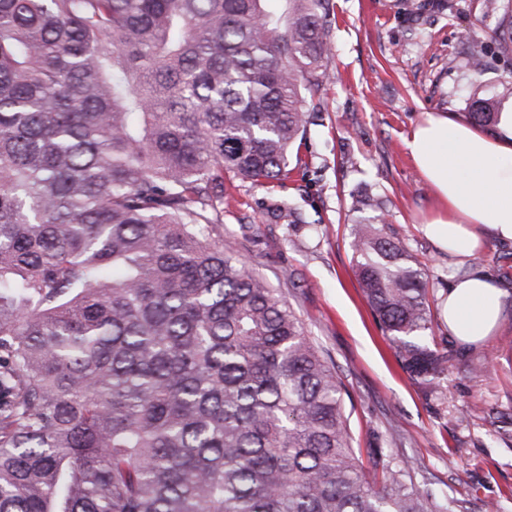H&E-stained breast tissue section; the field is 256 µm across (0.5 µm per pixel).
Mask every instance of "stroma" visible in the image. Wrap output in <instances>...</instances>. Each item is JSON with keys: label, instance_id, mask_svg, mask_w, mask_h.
I'll list each match as a JSON object with an SVG mask.
<instances>
[{"label": "stroma", "instance_id": "stroma-1", "mask_svg": "<svg viewBox=\"0 0 512 512\" xmlns=\"http://www.w3.org/2000/svg\"><path fill=\"white\" fill-rule=\"evenodd\" d=\"M478 0H332L330 80L308 104L303 164L287 184L257 185L224 178L230 195L220 227L253 271L283 295L309 336L335 365L351 398L357 448L396 446L418 466L419 482L457 500L460 512H512V242L485 236L464 261L449 258L421 232L432 191L404 139L426 115L467 117L478 83L492 84L464 62L497 27L480 17ZM457 68H449V57ZM297 209L287 224L264 202ZM382 210L389 235L427 273L433 334L447 336L441 304L452 276L479 267L507 294L504 320L473 351L456 360L434 391L401 368L358 288L351 247L357 222ZM487 371L472 381L471 364Z\"/></svg>", "mask_w": 512, "mask_h": 512}]
</instances>
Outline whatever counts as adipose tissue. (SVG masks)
<instances>
[{
    "instance_id": "adipose-tissue-1",
    "label": "adipose tissue",
    "mask_w": 512,
    "mask_h": 512,
    "mask_svg": "<svg viewBox=\"0 0 512 512\" xmlns=\"http://www.w3.org/2000/svg\"><path fill=\"white\" fill-rule=\"evenodd\" d=\"M491 139L469 123L429 115L405 140L435 197L422 230L449 256L470 258L485 234L512 241V111ZM503 292L484 269L449 283L443 303L448 333L463 345L490 335L503 318Z\"/></svg>"
}]
</instances>
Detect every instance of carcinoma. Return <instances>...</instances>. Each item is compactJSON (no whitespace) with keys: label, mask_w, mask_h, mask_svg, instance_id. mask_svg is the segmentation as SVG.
Segmentation results:
<instances>
[{"label":"carcinoma","mask_w":512,"mask_h":512,"mask_svg":"<svg viewBox=\"0 0 512 512\" xmlns=\"http://www.w3.org/2000/svg\"><path fill=\"white\" fill-rule=\"evenodd\" d=\"M480 9L477 77L512 61V0ZM331 30L330 0H0V512H456L395 448L369 477L335 366L217 231L224 174L290 178ZM387 223L355 275L432 387L456 354Z\"/></svg>","instance_id":"cac0c4a2"}]
</instances>
